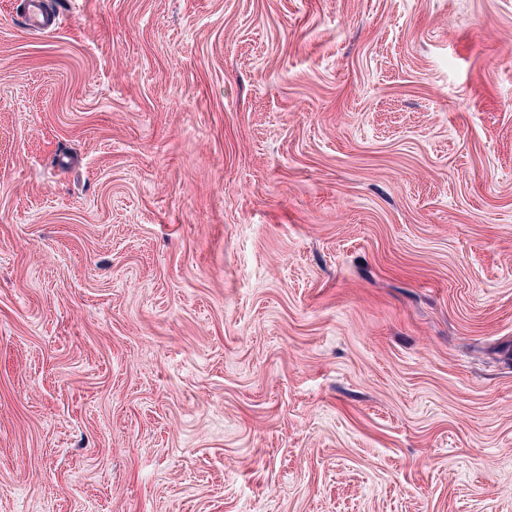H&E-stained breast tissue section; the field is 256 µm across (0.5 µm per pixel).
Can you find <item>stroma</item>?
<instances>
[{
	"mask_svg": "<svg viewBox=\"0 0 512 512\" xmlns=\"http://www.w3.org/2000/svg\"><path fill=\"white\" fill-rule=\"evenodd\" d=\"M0 0V512H512V0ZM26 29L39 34L56 31L55 16L51 14L44 0H23Z\"/></svg>",
	"mask_w": 512,
	"mask_h": 512,
	"instance_id": "35a3bbf8",
	"label": "stroma"
}]
</instances>
